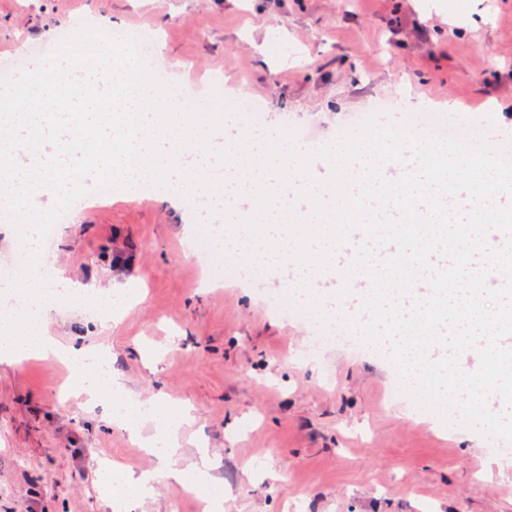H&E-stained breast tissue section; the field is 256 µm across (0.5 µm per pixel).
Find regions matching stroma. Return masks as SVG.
Wrapping results in <instances>:
<instances>
[{"label":"stroma","mask_w":512,"mask_h":512,"mask_svg":"<svg viewBox=\"0 0 512 512\" xmlns=\"http://www.w3.org/2000/svg\"><path fill=\"white\" fill-rule=\"evenodd\" d=\"M105 20L120 37L153 30L147 64L209 102L224 81L238 110L264 114L253 132L307 131L302 147L337 139L356 115L452 112L512 148V0H0V67L31 68L64 33ZM55 235V279L106 299L142 295L116 321L65 302L46 330L61 343L109 350L134 404L153 403L146 434L173 431L162 461L107 423L53 358L0 363V512H512V442L447 428L394 395L387 354L337 328L313 351L318 326L300 296L261 268L240 277L241 249L207 234L218 213L192 219L162 186L103 197L95 177ZM191 422L172 428L174 408ZM207 452L211 480L179 495L169 466L193 472ZM508 462L505 472L489 460ZM153 475V491L114 505L110 470Z\"/></svg>","instance_id":"35a3bbf8"}]
</instances>
